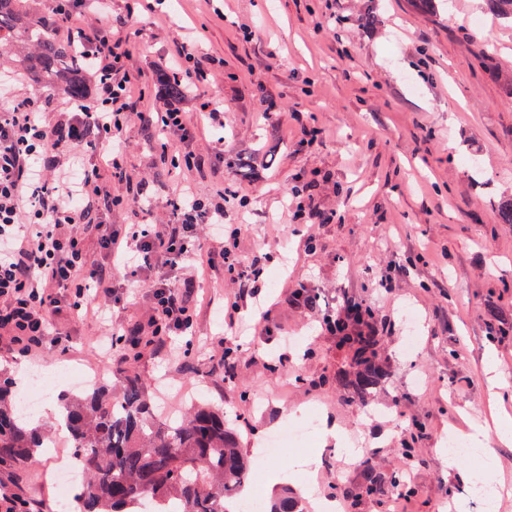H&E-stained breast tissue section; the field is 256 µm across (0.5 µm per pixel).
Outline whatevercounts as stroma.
<instances>
[{"instance_id":"obj_1","label":"stroma","mask_w":512,"mask_h":512,"mask_svg":"<svg viewBox=\"0 0 512 512\" xmlns=\"http://www.w3.org/2000/svg\"><path fill=\"white\" fill-rule=\"evenodd\" d=\"M436 3L169 0L165 14L135 12L130 67L146 105L172 102L160 83L174 66L169 51L203 26L200 51L219 63L200 93L175 102L193 115L199 95L217 98L224 124L199 120L193 149L203 163L192 171L163 163L152 132L132 125L124 166L145 177L155 201L188 185L223 202L225 223L243 227L237 253L264 256L261 294L239 300L229 318L224 292L204 289L192 335L164 338L128 361L92 349L91 323L69 313L54 325L68 341L38 358L14 357L0 336V374L15 380L16 394L30 371L55 381L39 423L50 425L65 371L108 383L129 370L154 384L165 407L183 411L196 398L223 409L264 500L311 481L329 498L373 470L379 490L353 512H434L447 494L453 512H480L440 454L449 438L475 432L507 484L499 512H512V443L491 423L500 411L512 415V396L491 398L494 384L512 388V224L497 219L498 206L512 202V21L485 0ZM334 13L342 24L330 23ZM295 185L333 222L290 223ZM300 281L318 296L316 308L295 300ZM112 284L107 323L145 326V288L121 270ZM347 299L373 310L380 336L386 377L364 394L337 382L351 354L319 323ZM228 350L230 370L220 362ZM314 414L341 439L320 431L303 450L262 458L269 435ZM415 422L421 434L406 459L400 448ZM354 433L366 450L350 458L341 450ZM406 464L414 493L400 501L390 478ZM53 469L46 457L24 483L1 473L0 501L22 493L57 512Z\"/></svg>"}]
</instances>
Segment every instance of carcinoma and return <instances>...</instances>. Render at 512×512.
<instances>
[{
    "label": "carcinoma",
    "instance_id": "carcinoma-1",
    "mask_svg": "<svg viewBox=\"0 0 512 512\" xmlns=\"http://www.w3.org/2000/svg\"><path fill=\"white\" fill-rule=\"evenodd\" d=\"M0 49L41 97L61 90L75 103L87 99L82 46L61 37L56 19L39 12L36 0H0ZM372 319L360 303L336 312V335L353 353L354 384L362 393L383 376ZM117 384L116 392L103 384L58 398V422L87 475L72 512H233L229 503L246 488L249 464L224 412L199 401L186 414L162 419L141 376L123 371ZM43 441L39 426L19 413L10 383L0 380V469L22 479L39 461ZM379 485L369 472L342 494L355 505ZM269 512L302 509L285 494Z\"/></svg>",
    "mask_w": 512,
    "mask_h": 512
}]
</instances>
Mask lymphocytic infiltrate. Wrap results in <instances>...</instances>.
<instances>
[{"label": "lymphocytic infiltrate", "instance_id": "lymphocytic-infiltrate-1", "mask_svg": "<svg viewBox=\"0 0 512 512\" xmlns=\"http://www.w3.org/2000/svg\"><path fill=\"white\" fill-rule=\"evenodd\" d=\"M88 0H53V13L71 39L84 47L96 86L94 104L47 121L41 100L13 91L7 109H0V330L22 356L44 348L50 320L62 310L98 319L112 294V273L123 269L139 277L156 268L149 284V335L131 332L112 338V345L136 350L164 336L187 332L196 317L193 288L198 269L222 273L237 284L239 295L251 289L246 269H258L261 255L243 260L235 251L238 229L227 242L207 247L197 228L224 221V206L189 190L164 203L173 216L163 224H90L92 207L151 210L149 200L113 194L100 170L81 162L75 149H100L115 174H123L127 133L133 123L156 132L162 152L186 169L197 168L199 156L190 146L197 124L188 113L170 106L144 112L136 103L145 92L132 73L131 34L122 25L79 23V7ZM203 31L176 42L171 56L174 75L189 90L205 85L210 69L199 54ZM98 259H91L89 245ZM184 269L185 280L167 271Z\"/></svg>", "mask_w": 512, "mask_h": 512}]
</instances>
